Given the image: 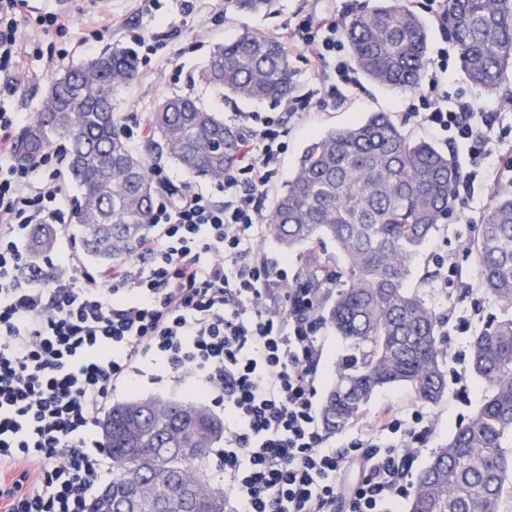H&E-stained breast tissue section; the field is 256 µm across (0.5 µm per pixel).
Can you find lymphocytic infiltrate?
<instances>
[{
	"label": "lymphocytic infiltrate",
	"instance_id": "f902f5d3",
	"mask_svg": "<svg viewBox=\"0 0 512 512\" xmlns=\"http://www.w3.org/2000/svg\"><path fill=\"white\" fill-rule=\"evenodd\" d=\"M27 11V0H0V73L19 66ZM349 14L344 4L286 27L289 50H308L318 88L274 114L231 113L246 139L223 202L154 169L167 190L150 232L130 258L93 273L78 272L73 252L32 263V228L68 223L73 210L51 154L17 165L13 132L25 117L0 110V512H88L112 479L99 421L113 392L149 365L223 408L211 465L224 477L225 512H336L342 501L347 512H393L405 497L429 432L422 413L388 410L343 447H326L318 299L290 284L285 257L255 245L282 133L357 85L343 53ZM447 76L443 52L404 109L432 137L466 148L453 196L463 207L476 189L512 185V167L487 164L507 147L497 131L506 115L474 96L449 98ZM356 461L364 477L350 486L344 472Z\"/></svg>",
	"mask_w": 512,
	"mask_h": 512
}]
</instances>
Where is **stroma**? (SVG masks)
I'll use <instances>...</instances> for the list:
<instances>
[{
	"label": "stroma",
	"mask_w": 512,
	"mask_h": 512,
	"mask_svg": "<svg viewBox=\"0 0 512 512\" xmlns=\"http://www.w3.org/2000/svg\"><path fill=\"white\" fill-rule=\"evenodd\" d=\"M408 4L428 29L430 54L443 49L448 52L449 95L475 94L476 86L468 81L460 66L456 44L447 29L432 20L430 0H408ZM324 7L323 0H275L272 10L230 15L225 13L222 0H164L159 16L155 17L142 12L140 0H76L70 17L88 39L83 45L67 37L44 35L36 18L51 12L52 7L47 0H32L28 11L30 22L24 25L19 42L23 67L14 76L13 92L0 89V105L10 112L36 116L54 72L45 66L47 57L59 50H67L66 59L56 68L63 71L88 60L90 53L100 54L115 46L132 48V35L148 33L161 23L173 33L167 47L153 55L146 66L138 67L135 77L120 87L112 98L121 123L133 119L147 121L160 101L177 95L192 96L214 112H277L281 106L276 102L224 97L203 83L199 75L216 46L231 42L247 31L280 35L287 23L295 21L297 14ZM102 12L112 15L116 22L114 30L97 32L94 21ZM402 97V92L364 78L354 93L336 107L313 111L303 124L290 127L284 136L287 149L281 182H288L293 176L302 150L312 137L330 128L348 126L373 112L389 115L411 138H423L424 133L414 118L398 108L397 103ZM476 237L475 225L463 223L458 209H451L447 220L440 224L438 231L415 257L406 282L407 288L418 290L428 301L432 300L436 288L446 287V311L450 315L448 351L460 357L457 368L463 373L462 382L449 383L445 400L435 407L420 405L411 388L404 385L379 390L371 397L356 424L328 436V444L341 445L357 430L371 428L388 408L422 409L432 424V432L411 467L412 473L416 474L480 406L484 388L469 370V342L473 329L482 327L489 318L501 316L502 310L484 299L479 291L480 266L473 248ZM443 257L452 258L456 266L455 275L444 282L437 275L438 263Z\"/></svg>",
	"instance_id": "obj_1"
}]
</instances>
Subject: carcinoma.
I'll return each mask as SVG.
<instances>
[{
  "instance_id": "cac0c4a2",
  "label": "carcinoma",
  "mask_w": 512,
  "mask_h": 512,
  "mask_svg": "<svg viewBox=\"0 0 512 512\" xmlns=\"http://www.w3.org/2000/svg\"><path fill=\"white\" fill-rule=\"evenodd\" d=\"M272 0H224V12H258ZM448 30L469 81L489 95L512 72V0H448ZM346 38L357 69L374 83L413 91L428 64V34L406 0H378L355 15ZM135 59L114 47L50 82L44 103L18 137L16 161L60 142L67 177L78 189L84 250L103 264L129 257L150 228L156 187L144 159L127 144L112 94L129 82ZM200 79L218 92L256 101L292 92L288 55L274 36L246 32L217 47ZM147 150L220 179L240 154L242 133L195 99L175 96L149 116ZM459 172L425 140L407 136L386 113L332 128L303 149L277 195L266 232L286 252L301 250L297 287L326 294L319 316L359 352L340 369L322 408L336 434L355 421L380 388L409 386L431 406L447 396L445 315L406 287L412 261L448 214ZM54 232L34 228L32 258L53 248ZM336 244L331 265L318 249ZM481 294L512 308V195L493 199L476 239ZM469 366L485 388L470 421L459 427L414 480L407 512H502L512 494V316L490 320L472 336ZM112 481L89 504L135 507L134 480L167 496L164 512H225L224 489L211 484L210 449L224 421L191 401L158 396L112 404L99 422ZM137 508V507H135ZM137 512H159L145 498Z\"/></svg>"
}]
</instances>
